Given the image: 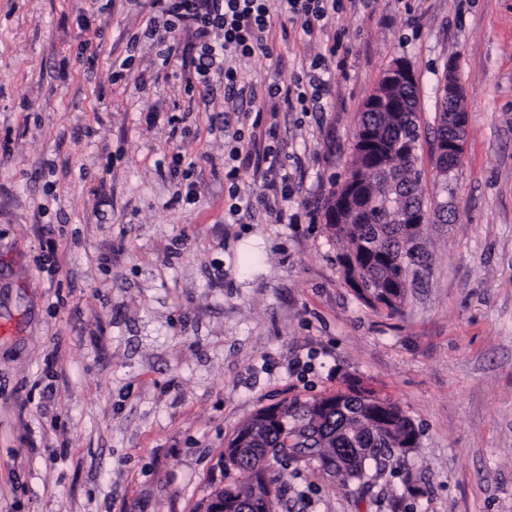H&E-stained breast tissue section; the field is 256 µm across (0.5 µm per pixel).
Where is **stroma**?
<instances>
[{
    "label": "stroma",
    "mask_w": 512,
    "mask_h": 512,
    "mask_svg": "<svg viewBox=\"0 0 512 512\" xmlns=\"http://www.w3.org/2000/svg\"><path fill=\"white\" fill-rule=\"evenodd\" d=\"M154 14L0 0V512H199L252 415L354 380L403 410L415 447L365 487L310 457L276 466L271 512H512V0H376L309 45L275 31V60L238 74L263 88L321 53L330 92L308 114L258 98L255 122L177 79L194 37L144 38ZM397 59L423 199L454 214L425 226L427 265L392 312L347 285L323 213ZM449 68L468 126L444 178ZM255 125L300 170L298 223L228 214L224 133Z\"/></svg>",
    "instance_id": "35a3bbf8"
}]
</instances>
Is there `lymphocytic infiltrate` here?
<instances>
[{
  "label": "lymphocytic infiltrate",
  "mask_w": 512,
  "mask_h": 512,
  "mask_svg": "<svg viewBox=\"0 0 512 512\" xmlns=\"http://www.w3.org/2000/svg\"><path fill=\"white\" fill-rule=\"evenodd\" d=\"M164 16L163 21L149 19L146 36L166 42L177 32L194 31L200 41V49L190 67L182 76L187 84L198 85L205 91L215 87L224 90V101L228 104L245 101L247 83L236 69L229 66V59L250 57L255 54L271 56L269 38L277 26L280 16L298 23V34L306 38L313 36L320 22L342 13L343 0H280L279 6H271L270 0H156ZM321 56H314L304 76L293 78L289 84L268 86L269 96H281L295 112L309 110L319 112L321 100L327 91V80ZM282 147L274 135L244 136L236 134L228 156L231 166L225 174L229 183L232 204L230 213L251 210L256 206L273 208L271 194H279L280 208H275L278 220L296 223V215L284 210V202L293 197L296 186L292 176L281 162ZM260 156L265 164L260 175L266 187L265 193L242 196L239 181L243 170L249 169L253 156Z\"/></svg>",
  "instance_id": "lymphocytic-infiltrate-1"
}]
</instances>
